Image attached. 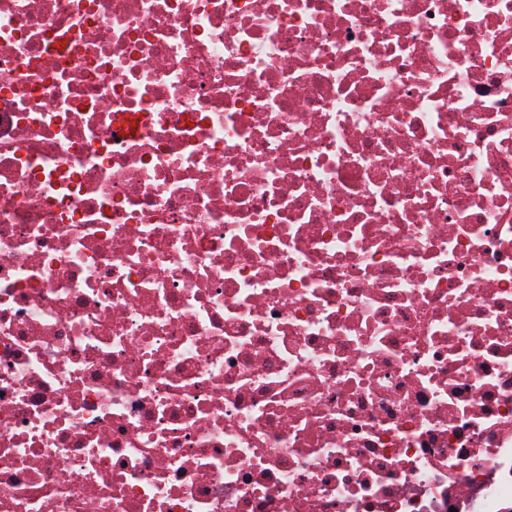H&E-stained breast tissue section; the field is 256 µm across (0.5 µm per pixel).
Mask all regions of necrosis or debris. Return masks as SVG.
<instances>
[{"instance_id":"obj_1","label":"necrosis or debris","mask_w":512,"mask_h":512,"mask_svg":"<svg viewBox=\"0 0 512 512\" xmlns=\"http://www.w3.org/2000/svg\"><path fill=\"white\" fill-rule=\"evenodd\" d=\"M0 512H512V0H0Z\"/></svg>"}]
</instances>
